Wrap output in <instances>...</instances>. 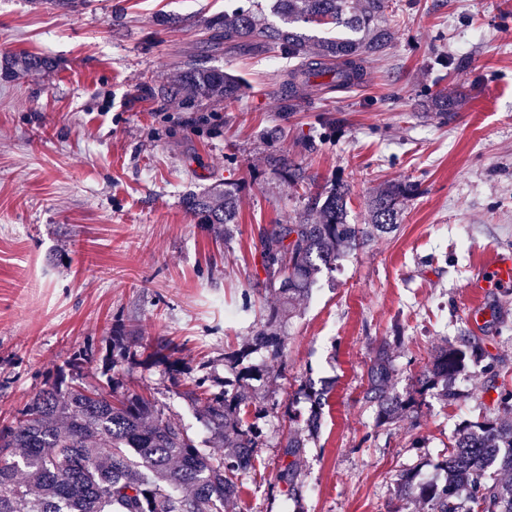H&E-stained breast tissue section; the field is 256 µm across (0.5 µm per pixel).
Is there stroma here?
Returning a JSON list of instances; mask_svg holds the SVG:
<instances>
[{
  "label": "stroma",
  "mask_w": 512,
  "mask_h": 512,
  "mask_svg": "<svg viewBox=\"0 0 512 512\" xmlns=\"http://www.w3.org/2000/svg\"><path fill=\"white\" fill-rule=\"evenodd\" d=\"M238 4L85 0L64 11L0 0V59L55 60L34 77L0 78V426L79 356L84 383L149 391L207 439L186 392L202 363L212 384L231 377L225 353L269 313L260 238L304 204L303 187L268 163L285 155L318 185H350L352 224L364 223L379 186L414 190L397 229L323 273L283 324L281 364L260 350L248 357L261 371L255 389L281 405L226 512H396L400 475L440 480L460 425L492 408L498 387L512 390V293L474 302L465 288L473 270L512 250V40L502 36L512 0H417L361 83L305 85L295 112L283 109L288 60L206 47L202 19ZM161 13L180 26H157ZM193 56L238 76L241 98L167 96ZM427 87L447 90L456 111H427ZM222 181L236 185L239 210L218 237L182 198ZM118 329L126 357L116 361ZM461 336L479 342L494 374L468 365L455 403L429 391L417 413L378 424L366 399L378 348L390 347L404 395L435 350ZM305 380L328 400L300 457L295 502L278 475L288 432L308 414L296 395Z\"/></svg>",
  "instance_id": "35a3bbf8"
}]
</instances>
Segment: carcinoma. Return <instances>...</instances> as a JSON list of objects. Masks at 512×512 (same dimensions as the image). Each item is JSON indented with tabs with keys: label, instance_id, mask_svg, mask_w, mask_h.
<instances>
[{
	"label": "carcinoma",
	"instance_id": "carcinoma-1",
	"mask_svg": "<svg viewBox=\"0 0 512 512\" xmlns=\"http://www.w3.org/2000/svg\"><path fill=\"white\" fill-rule=\"evenodd\" d=\"M273 2L275 23H262L251 8L240 6L201 24L211 32L212 48L277 49L293 62L285 105L289 112L299 101L298 87L312 77L332 74L333 89L359 84L363 63L383 54L395 39L390 0ZM307 26L325 33L301 32ZM52 67L48 57L21 53L5 60L0 73L13 78ZM175 83L186 104L197 99L232 103L242 94L239 78L202 61L179 66ZM423 97L429 110L443 117L455 111L443 90L428 88ZM271 165L291 185L307 181L299 164L285 156L271 158ZM410 193L409 184L378 189L367 203L369 222L351 224V187L336 180L307 198L295 222L267 231L263 271L277 304L248 345L224 355V362L236 368L232 388L215 390L203 376L187 393L211 438L227 448L224 455L201 448L156 399L135 391L106 392L61 373L0 427V512H224L225 505L238 500L240 478L252 470L262 442L263 432L245 418L247 409L254 408L255 418L262 419L279 407L276 398L253 391V370L244 361L258 349L273 362L282 358L286 338L275 326L278 319L308 295L323 272L335 270L371 237L390 232ZM183 205L218 234L224 225L237 223V198L226 182L184 197ZM484 357L476 344L439 347L419 378L420 390L436 388L443 403L455 402L456 379L467 361ZM393 373V355L383 347L369 368L366 397L385 423L397 422L418 406L416 399L390 390ZM297 395L310 402V414L302 432L288 434L284 456L291 461L279 473L293 499L299 493L297 461L318 433L325 405L324 392L307 381ZM439 469L443 478L436 483L402 475L393 494L403 512L417 503L428 505L430 512H512V391L499 394L493 412L482 420L459 427Z\"/></svg>",
	"mask_w": 512,
	"mask_h": 512
}]
</instances>
